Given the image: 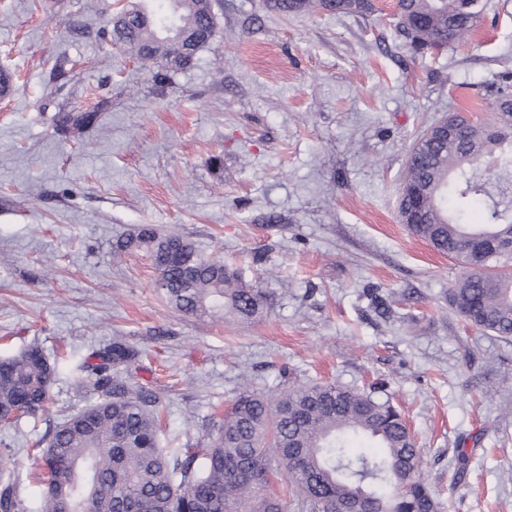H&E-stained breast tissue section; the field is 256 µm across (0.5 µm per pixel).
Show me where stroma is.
<instances>
[{"instance_id":"35a3bbf8","label":"stroma","mask_w":512,"mask_h":512,"mask_svg":"<svg viewBox=\"0 0 512 512\" xmlns=\"http://www.w3.org/2000/svg\"><path fill=\"white\" fill-rule=\"evenodd\" d=\"M113 3L0 0V357L36 345L58 366L44 412L0 423V486L38 512L41 449L91 401L79 366L119 336L167 450L207 447L247 381L381 383L441 512H512V339L466 325L448 305L464 265L398 219L416 138L512 70V0H481L472 39L425 59L389 15L213 0L212 44L162 81L98 40ZM140 224L237 268L269 308L175 309L145 253L113 248Z\"/></svg>"}]
</instances>
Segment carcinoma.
Masks as SVG:
<instances>
[{"label":"carcinoma","mask_w":512,"mask_h":512,"mask_svg":"<svg viewBox=\"0 0 512 512\" xmlns=\"http://www.w3.org/2000/svg\"><path fill=\"white\" fill-rule=\"evenodd\" d=\"M368 0H270L281 15L326 11L371 17ZM465 0H396V27L418 57L471 39L483 6ZM177 16L182 30L167 34ZM212 0H133L108 21L104 35L142 62L191 67L216 35ZM487 120L448 115L454 136L420 137L406 160L404 190H417L421 223L399 219L438 252L469 271L448 303L473 328L512 338V71L495 73L479 92ZM95 112L66 113L56 131L90 125ZM478 206L484 222L468 223ZM144 251L159 288L190 314H262L268 295L239 270L202 256L182 235L137 226L117 243ZM140 351L116 337L84 361L81 388L96 400L69 416L42 450L47 477L40 512H288L269 491L286 476L303 512H439L406 421L391 404L334 383L277 394L247 387L215 427L207 448L174 454L161 447L159 397L126 380ZM57 364L37 346L0 358V414L35 417L56 381ZM12 487L0 490V512H23Z\"/></svg>","instance_id":"carcinoma-1"}]
</instances>
